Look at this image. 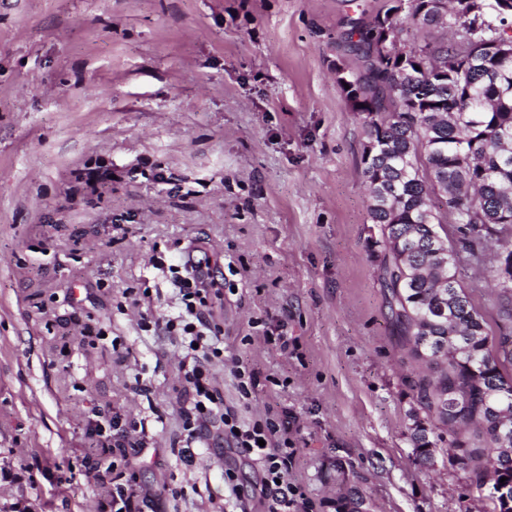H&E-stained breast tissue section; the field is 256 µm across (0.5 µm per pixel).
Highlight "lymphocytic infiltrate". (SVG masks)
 <instances>
[{"label":"lymphocytic infiltrate","mask_w":512,"mask_h":512,"mask_svg":"<svg viewBox=\"0 0 512 512\" xmlns=\"http://www.w3.org/2000/svg\"><path fill=\"white\" fill-rule=\"evenodd\" d=\"M153 265L168 268L179 287L181 309L178 314L158 318L143 314L139 326L145 331L153 329L181 337L183 346L193 352V365L184 375V390L191 400L184 425L188 440L197 443L207 439L212 423L221 422L224 442L248 456L259 471L257 495L265 512H305L310 502L288 478V461L294 455V420L282 412L242 422L225 408L213 385L209 365L223 358L224 341L213 335L205 311L209 299L220 293L217 281L202 265L189 261L166 266L157 259Z\"/></svg>","instance_id":"lymphocytic-infiltrate-1"}]
</instances>
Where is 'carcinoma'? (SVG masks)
<instances>
[{
  "instance_id": "1",
  "label": "carcinoma",
  "mask_w": 512,
  "mask_h": 512,
  "mask_svg": "<svg viewBox=\"0 0 512 512\" xmlns=\"http://www.w3.org/2000/svg\"><path fill=\"white\" fill-rule=\"evenodd\" d=\"M455 32L403 55L380 47L405 26ZM361 69H337L362 116L372 155L362 160L369 221L384 243L381 281L392 324L432 372L409 385L430 426L453 432L468 461L512 484V10L497 19L485 0H388L355 31ZM445 198L439 211L431 196ZM499 333L460 283L461 257L482 266L491 244ZM431 460L428 429L411 434Z\"/></svg>"
}]
</instances>
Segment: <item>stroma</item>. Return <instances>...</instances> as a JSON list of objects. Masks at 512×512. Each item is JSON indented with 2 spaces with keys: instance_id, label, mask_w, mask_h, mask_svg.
I'll return each instance as SVG.
<instances>
[{
  "instance_id": "1",
  "label": "stroma",
  "mask_w": 512,
  "mask_h": 512,
  "mask_svg": "<svg viewBox=\"0 0 512 512\" xmlns=\"http://www.w3.org/2000/svg\"><path fill=\"white\" fill-rule=\"evenodd\" d=\"M380 4L0 0V512H112L126 473L141 512H257L224 497L250 459L186 440V348L122 295L176 313L154 256L223 283L214 386L243 422L297 417L289 476L313 512H488L447 427L431 461L410 440L424 365L390 322L367 136L336 81ZM456 272L496 326L489 267ZM237 358L260 373L247 400ZM116 414L138 425L123 454Z\"/></svg>"
}]
</instances>
